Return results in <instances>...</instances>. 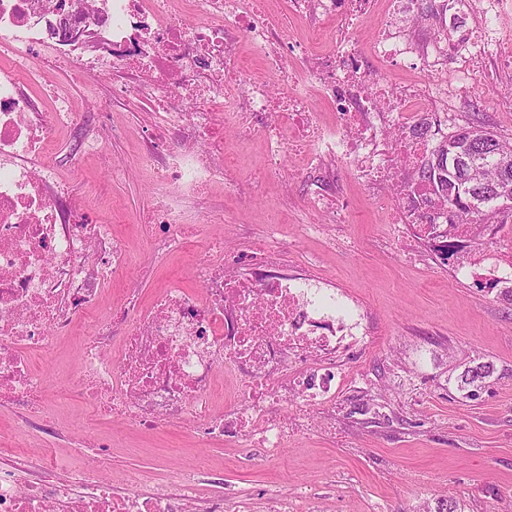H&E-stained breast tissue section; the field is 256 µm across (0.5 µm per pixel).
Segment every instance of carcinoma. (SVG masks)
<instances>
[{
    "label": "carcinoma",
    "instance_id": "1",
    "mask_svg": "<svg viewBox=\"0 0 512 512\" xmlns=\"http://www.w3.org/2000/svg\"><path fill=\"white\" fill-rule=\"evenodd\" d=\"M472 124L441 140L421 158L413 177L431 188L438 201L448 206V238L438 247L441 252L457 253L482 244V234L496 228L491 220L512 215V206L501 208L477 201L496 193L504 176L512 178V141L497 138L487 143L468 140ZM459 224H471L476 232L465 244L453 241Z\"/></svg>",
    "mask_w": 512,
    "mask_h": 512
}]
</instances>
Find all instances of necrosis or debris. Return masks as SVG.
<instances>
[{
  "label": "necrosis or debris",
  "instance_id": "1",
  "mask_svg": "<svg viewBox=\"0 0 512 512\" xmlns=\"http://www.w3.org/2000/svg\"><path fill=\"white\" fill-rule=\"evenodd\" d=\"M481 15L460 22L457 0L447 4L448 32L435 37L415 28L418 0H388L373 54L385 69L416 68L421 79L393 84L367 77L353 38L355 21L376 12L378 0H291L307 42L284 34L288 19L269 22L255 0H0V398L11 400L34 428L51 427L45 380L37 363L50 359L58 339L88 321L82 355L61 399L85 403L96 415L119 418L141 430L194 418L202 439L231 435L263 445L276 456L291 433L288 401L335 400L337 355L362 345L366 315L346 294L285 273L283 245L257 255H228L223 237L209 238L210 258L193 266L199 288L170 287L141 305L129 279L133 260L108 224H79L67 186L58 181L54 126L77 123L59 105L37 110L29 89L40 71L13 62L14 42L28 56L50 53L84 70L104 57L149 79L148 101L166 113L174 146L149 141L142 156L164 191L152 203L141 235L158 256L180 253L205 225L220 224V210L188 223L181 198L200 197L211 185L233 187L224 160V131L249 115L267 113V173L281 175L290 149H307L310 171L324 174L306 197L309 209L342 220L345 201L327 172L332 162H353L358 180L389 199L394 223L433 236L448 212L433 208L428 188L396 180L428 148L422 120L435 106L458 111L473 90L479 64L512 71V50L501 45L493 19L498 0H483ZM198 17L192 29L186 16ZM87 30L100 49L91 54L72 32ZM247 36L264 79L241 85L245 66L236 45ZM303 61L286 100L273 98L266 76L279 75L291 58ZM456 72H449V60ZM336 114L322 124L311 96ZM290 124L293 140L281 136ZM121 295L101 309L112 281ZM119 352H112L114 337ZM233 373L243 405L215 411L224 395L217 372ZM174 490L115 495L94 470L68 480L38 477L18 484L0 471V512H190L197 489L187 477Z\"/></svg>",
  "mask_w": 512,
  "mask_h": 512
}]
</instances>
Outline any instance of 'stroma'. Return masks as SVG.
Wrapping results in <instances>:
<instances>
[{"label":"stroma","mask_w":512,"mask_h":512,"mask_svg":"<svg viewBox=\"0 0 512 512\" xmlns=\"http://www.w3.org/2000/svg\"><path fill=\"white\" fill-rule=\"evenodd\" d=\"M32 66L46 74L32 88L38 103L63 99L81 115L78 124L51 131L60 156L79 146L84 131L102 139L78 167L58 170L79 203L77 219L111 225L139 260L129 274L141 279L144 300L173 285L195 288L182 255H148L138 234L162 190L155 172L139 164L145 140L163 131L158 113L117 98V70L78 73L41 59ZM472 122L512 140L511 71L489 63L476 74L471 102L448 127ZM224 148L236 162V190L213 186L184 201L185 212L223 210L229 250L282 239L290 264L333 284L367 314L371 334L349 355L335 404L289 401V417L306 426L270 458L234 437L199 441L185 423L148 434L112 420L90 432L82 404L58 409L53 431L25 432L21 413L1 401L0 461L17 462L24 481L48 472L50 454L57 464L48 473L63 479L104 448L115 491L154 493L191 475L200 501L220 495L234 512H278L298 496L307 512H438L451 499L462 512H512V302L490 273L498 251L512 248V228L485 239L482 265L447 268L429 247L398 236L349 161L335 163L349 221L333 224L305 203L313 176L299 153L283 157L281 178H266L263 117L247 135L228 130ZM116 162L127 167L125 178H113ZM78 360L77 341H57L54 358L41 364L50 391L67 388ZM480 365L492 373L474 391L462 377Z\"/></svg>","instance_id":"1"}]
</instances>
